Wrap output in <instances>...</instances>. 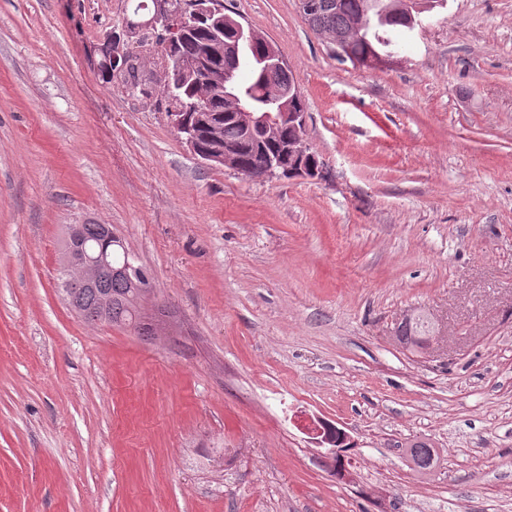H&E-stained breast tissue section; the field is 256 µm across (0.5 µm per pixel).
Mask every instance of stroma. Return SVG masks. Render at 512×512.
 I'll use <instances>...</instances> for the list:
<instances>
[{"label":"stroma","mask_w":512,"mask_h":512,"mask_svg":"<svg viewBox=\"0 0 512 512\" xmlns=\"http://www.w3.org/2000/svg\"><path fill=\"white\" fill-rule=\"evenodd\" d=\"M223 2L284 58L318 177L201 163L155 43L150 97L103 82L130 0H0V512H512V0H447L377 67L297 0ZM72 224L125 240L168 335L70 309ZM408 312L433 352L398 343ZM405 448L407 460L417 473L426 475L433 469L438 459V452L430 442L414 439L407 442Z\"/></svg>","instance_id":"obj_1"}]
</instances>
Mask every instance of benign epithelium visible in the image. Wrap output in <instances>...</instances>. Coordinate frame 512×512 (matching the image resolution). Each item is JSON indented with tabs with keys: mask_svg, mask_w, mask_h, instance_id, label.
<instances>
[{
	"mask_svg": "<svg viewBox=\"0 0 512 512\" xmlns=\"http://www.w3.org/2000/svg\"><path fill=\"white\" fill-rule=\"evenodd\" d=\"M200 14H205L212 19L214 47L217 52L224 49V27L226 26L234 30L239 44L261 38L253 28L225 16L223 0H154V12L148 20L144 22L129 20L127 26L131 32L138 29L144 34L156 36L169 29L171 18L177 17L187 25ZM120 41L121 38L115 35L107 38L111 48L110 55L99 60L96 71H110L113 64L125 57V53L120 51ZM200 68V62L194 59L176 57L165 59V84L170 92L171 101L169 116L175 128L183 133L187 147L202 163L208 166L228 167L239 172L241 168L236 155L224 148L223 127L214 125L210 128L209 139L212 146L208 151L202 152L199 150L195 133L184 122V111L196 107V103L184 102L175 94V89L186 80L195 77ZM227 102L231 109L238 112L240 121L244 125L259 126L266 139L280 138L285 125L294 128L296 136L288 139L285 150L292 157H301L307 152L304 145L305 113L288 111V102L282 98L278 97L274 100L277 111L265 112L260 116L248 111L236 97H227ZM68 243L70 253L62 265L63 290L68 301H74L73 291L77 288L94 286L112 278L124 277L134 287L133 303L138 310V316L130 323V327L139 331L149 330L155 334L162 332L161 325H153L144 320V304L153 293L152 283L143 267L137 264L136 258L126 247L123 239L112 230V226L102 225L100 238L91 243L87 241L82 225L72 224L69 227ZM117 251L122 253V261L119 264L112 258V254Z\"/></svg>",
	"mask_w": 512,
	"mask_h": 512,
	"instance_id": "1",
	"label": "benign epithelium"
}]
</instances>
